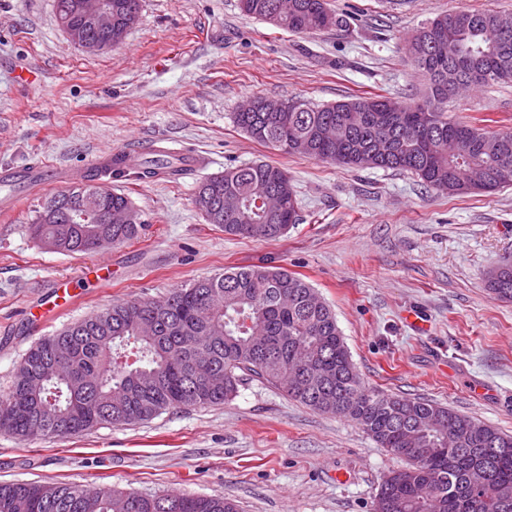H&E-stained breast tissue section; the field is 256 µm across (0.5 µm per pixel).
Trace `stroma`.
Here are the masks:
<instances>
[{
	"label": "stroma",
	"mask_w": 512,
	"mask_h": 512,
	"mask_svg": "<svg viewBox=\"0 0 512 512\" xmlns=\"http://www.w3.org/2000/svg\"><path fill=\"white\" fill-rule=\"evenodd\" d=\"M343 26L301 37L245 14L240 0H143L122 43L91 53L59 26L55 0H0V167L92 170L98 154L187 147L208 165L110 187L147 231L89 255L45 249L28 232L43 192L0 213V395L40 338L115 302L159 300L242 265L303 276L336 314L361 380L433 400L512 434V302L486 274L512 262V185L445 195L390 169L290 155L237 129L253 97L315 104L379 94L420 97L425 81L402 51L424 20L512 0H327ZM453 119L512 132V85L468 91ZM284 168L301 221L276 240L206 223L196 185L229 164ZM109 262L112 283L87 270ZM73 284L80 298L51 322L32 312ZM404 461L355 421L310 410L252 381L219 406L167 411L64 440L0 430V483H75L143 496H220L239 512H374L385 476Z\"/></svg>",
	"instance_id": "obj_1"
}]
</instances>
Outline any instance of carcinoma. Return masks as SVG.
Wrapping results in <instances>:
<instances>
[{
  "instance_id": "1",
  "label": "carcinoma",
  "mask_w": 512,
  "mask_h": 512,
  "mask_svg": "<svg viewBox=\"0 0 512 512\" xmlns=\"http://www.w3.org/2000/svg\"><path fill=\"white\" fill-rule=\"evenodd\" d=\"M249 15L313 35L339 24L325 0H241ZM491 10L441 14L423 23L408 53L426 93L404 112L383 111L384 96L331 105L285 100L289 112L265 111L254 98L236 126L288 154L344 167L408 172L451 194L492 192L512 183V133H493L448 117L455 86L480 68L481 88L512 82V30L486 27ZM60 204L45 223L44 206ZM210 224L242 238L275 240L299 220L288 173L266 161L227 166L199 183L195 205ZM123 209L130 200L84 181L45 197L31 236L63 254L94 252L140 238L142 224L71 223L66 211ZM487 285L512 301V264L493 269ZM71 350L74 376H61L49 349ZM248 380L265 383L314 410L350 418L408 465L380 485L375 512H512V435L439 403L382 394L358 376L332 309L302 277L261 265L231 267L195 280L162 300H131L79 319L32 345L0 405L16 410L6 431L28 440L32 418L45 439L78 436L101 425L149 421L170 410L221 405ZM0 512H239L224 498L171 494L129 500L114 488L95 494L73 483L0 484Z\"/></svg>"
}]
</instances>
